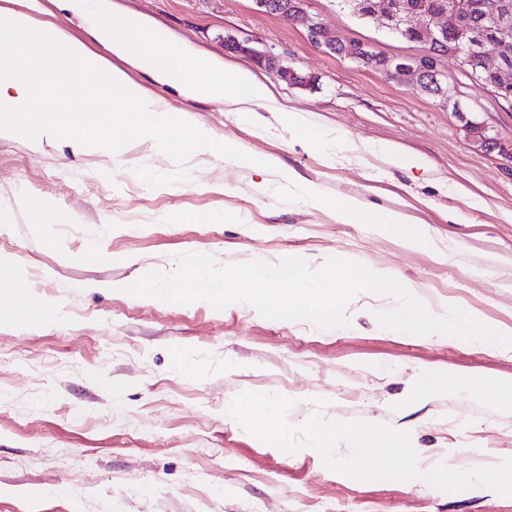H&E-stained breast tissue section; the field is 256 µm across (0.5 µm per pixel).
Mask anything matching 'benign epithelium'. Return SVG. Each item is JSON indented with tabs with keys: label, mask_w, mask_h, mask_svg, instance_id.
<instances>
[{
	"label": "benign epithelium",
	"mask_w": 512,
	"mask_h": 512,
	"mask_svg": "<svg viewBox=\"0 0 512 512\" xmlns=\"http://www.w3.org/2000/svg\"><path fill=\"white\" fill-rule=\"evenodd\" d=\"M464 10L460 0H448V12L443 14H416L409 9L405 0H378L374 18L381 27L387 30L422 31L427 39L420 42L422 53L415 57H385L383 74L388 78L405 84L418 83L417 76L423 70H431L438 74L441 80H446V74L441 68L442 58L434 56L430 39H435L444 29V22L448 15L459 14ZM291 11L297 13L294 24L307 31L309 40L316 46L331 54L336 46L344 43L340 36L328 31L307 11V0H294ZM491 21L498 33V37L506 40L512 37V9L506 4L496 6L491 15ZM453 47L448 55L455 58L460 67L466 72H489L495 68L502 72L508 68L496 65L499 58L496 53L487 49H477L473 44V35L470 28L464 24L458 26L453 38ZM490 92L499 100L512 101V80L503 78L495 80Z\"/></svg>",
	"instance_id": "obj_1"
}]
</instances>
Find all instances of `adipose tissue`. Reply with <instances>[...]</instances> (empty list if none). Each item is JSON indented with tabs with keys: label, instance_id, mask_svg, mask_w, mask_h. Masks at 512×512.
Wrapping results in <instances>:
<instances>
[{
	"label": "adipose tissue",
	"instance_id": "1",
	"mask_svg": "<svg viewBox=\"0 0 512 512\" xmlns=\"http://www.w3.org/2000/svg\"><path fill=\"white\" fill-rule=\"evenodd\" d=\"M11 16L16 51L0 60V136L35 133L83 149L94 144L111 153L119 142L112 120L76 125L62 108L65 99L88 100L93 111L112 109L115 102L135 106L127 114L139 136L163 143L166 134L184 130L194 148L243 161L240 152L217 144L205 129L163 111L153 94L114 67L126 60L159 86L192 99H223L231 95L259 105L273 97L271 88L244 68H228L220 59L203 56L174 41L170 32L149 19L129 14L114 23V0H4ZM74 18L87 37L77 39L53 20L56 12ZM342 223H363L404 242L426 247V226L409 223L400 212L369 209L357 199L337 209Z\"/></svg>",
	"mask_w": 512,
	"mask_h": 512
}]
</instances>
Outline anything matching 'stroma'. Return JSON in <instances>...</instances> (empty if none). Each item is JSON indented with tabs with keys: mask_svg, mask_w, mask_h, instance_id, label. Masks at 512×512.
I'll list each match as a JSON object with an SVG mask.
<instances>
[{
	"mask_svg": "<svg viewBox=\"0 0 512 512\" xmlns=\"http://www.w3.org/2000/svg\"><path fill=\"white\" fill-rule=\"evenodd\" d=\"M116 2L273 84L275 102L251 115L228 99L153 93L164 110L189 111L217 142L273 158L277 169L169 151L130 131L108 156L0 137V254L34 297L65 311L28 328L0 301V512H512V497L493 491L355 480L314 450L286 454L257 440L226 411L241 392L279 393L296 401L293 425L315 415L383 424L409 432L425 463L451 451L465 468L490 467L512 457V397L493 388L512 380V351L394 334L374 317L393 296L368 291L347 304L345 326L320 328L243 303L218 311L108 288L172 272L191 252L220 265L339 259L391 270L436 313L457 306L512 328V158L486 151L465 127L480 122L512 145V105L451 58L443 66L453 98L443 104L352 55L324 52L253 0ZM307 6L348 41L420 51L336 0ZM228 35L257 56L226 50ZM272 60L307 86L278 79ZM339 140L347 151L332 150ZM384 143L423 167L390 164ZM301 186L329 205L297 197ZM349 198L428 225L434 247L341 223L333 204ZM425 373L438 380L429 395L416 388ZM478 381L491 390L461 392Z\"/></svg>",
	"mask_w": 512,
	"mask_h": 512,
	"instance_id": "1",
	"label": "stroma"
}]
</instances>
